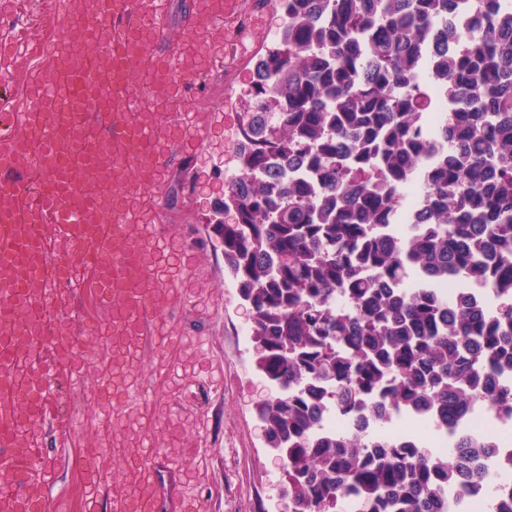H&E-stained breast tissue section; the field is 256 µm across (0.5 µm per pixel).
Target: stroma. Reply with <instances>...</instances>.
Returning a JSON list of instances; mask_svg holds the SVG:
<instances>
[{"label": "stroma", "instance_id": "obj_1", "mask_svg": "<svg viewBox=\"0 0 512 512\" xmlns=\"http://www.w3.org/2000/svg\"><path fill=\"white\" fill-rule=\"evenodd\" d=\"M197 2L142 3L145 14L164 19L169 37L190 44L199 58L197 74L173 69L168 82L145 95L147 111L175 113L171 135L186 145L161 175L159 197L141 199L155 242L175 259L168 280L172 307L140 344V380L124 396L136 431L117 423L102 436L100 419L115 403L103 389L111 358L99 333L102 311L88 289L92 275L81 272L86 290L72 301L70 316L82 338L75 356L86 366L85 377L69 381L36 437L39 460L51 471L45 492L61 512H106V496L129 481L127 462L113 457L103 478L75 462L81 449L115 450L133 439L150 452L164 446L181 486V512H288L255 410L271 388L256 367L244 302L211 229L224 176L234 169L237 98L249 82L254 54L273 44L280 21L272 0H246L243 44L250 52L244 56L226 36L223 19L202 32L181 26ZM48 7L61 20L78 12L81 0H0V58L32 60L36 48L54 51L52 29L39 26Z\"/></svg>", "mask_w": 512, "mask_h": 512}]
</instances>
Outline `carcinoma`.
<instances>
[{
    "label": "carcinoma",
    "instance_id": "cac0c4a2",
    "mask_svg": "<svg viewBox=\"0 0 512 512\" xmlns=\"http://www.w3.org/2000/svg\"><path fill=\"white\" fill-rule=\"evenodd\" d=\"M457 0H276L277 46L242 93L234 174L217 224L251 311L257 403L283 461L288 512H448L456 472L487 487L491 448L450 427L475 400L512 411V23L478 0L464 49L440 61L453 89L426 188L433 224L397 238L398 197L427 150L421 54ZM496 289L493 314L443 311L429 281ZM373 401L448 433L458 464L417 440L355 445L317 430L318 402Z\"/></svg>",
    "mask_w": 512,
    "mask_h": 512
}]
</instances>
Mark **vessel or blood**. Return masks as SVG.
I'll return each instance as SVG.
<instances>
[{
    "label": "vessel or blood",
    "instance_id": "obj_1",
    "mask_svg": "<svg viewBox=\"0 0 512 512\" xmlns=\"http://www.w3.org/2000/svg\"><path fill=\"white\" fill-rule=\"evenodd\" d=\"M238 0H203L187 24L204 30L231 18ZM59 51L31 77L22 133L0 136V467L10 479L31 476L19 421L45 418L60 391L68 316L34 315L57 297L74 296L76 268L94 273L108 315L103 339L121 346L149 336L169 307L149 274V241H135L130 187L155 189L163 167L162 138L171 117L144 111L130 84L169 79L172 65L197 71L164 24L144 19L139 0H82L80 11L55 23ZM66 239L68 256L49 259V234ZM149 480L113 492L111 512H180L178 478L162 454L138 457ZM37 486L0 498V512H55Z\"/></svg>",
    "mask_w": 512,
    "mask_h": 512
}]
</instances>
